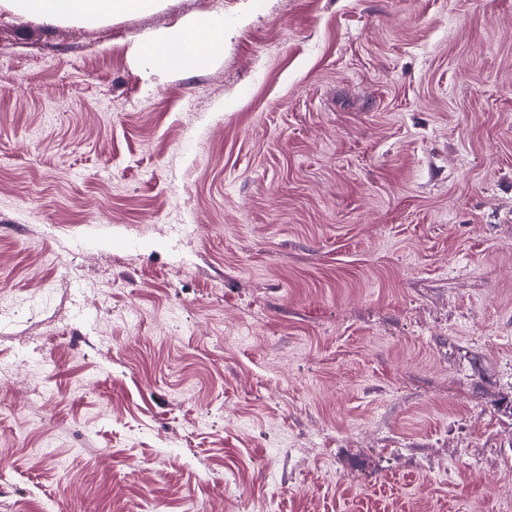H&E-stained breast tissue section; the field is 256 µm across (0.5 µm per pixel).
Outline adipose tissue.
I'll return each mask as SVG.
<instances>
[{
  "label": "adipose tissue",
  "instance_id": "adipose-tissue-1",
  "mask_svg": "<svg viewBox=\"0 0 512 512\" xmlns=\"http://www.w3.org/2000/svg\"><path fill=\"white\" fill-rule=\"evenodd\" d=\"M159 0H0V7L18 14L56 20H95L143 11ZM224 38V20L212 17L172 28L141 49L153 71L206 65Z\"/></svg>",
  "mask_w": 512,
  "mask_h": 512
}]
</instances>
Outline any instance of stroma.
Instances as JSON below:
<instances>
[{
    "label": "stroma",
    "instance_id": "obj_1",
    "mask_svg": "<svg viewBox=\"0 0 512 512\" xmlns=\"http://www.w3.org/2000/svg\"><path fill=\"white\" fill-rule=\"evenodd\" d=\"M0 451V512H512V0L0 11ZM224 38V19L212 17L172 28L141 48L151 71L206 65Z\"/></svg>",
    "mask_w": 512,
    "mask_h": 512
}]
</instances>
